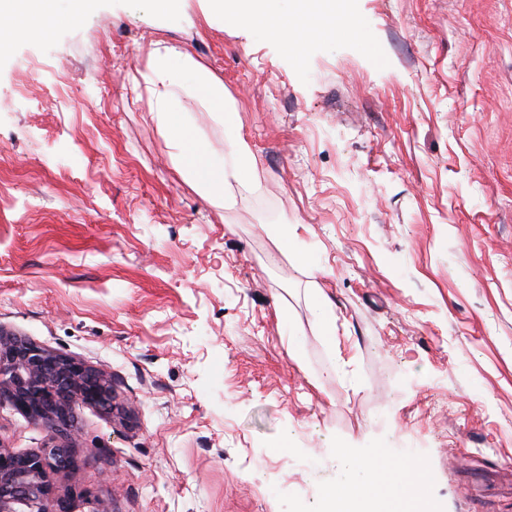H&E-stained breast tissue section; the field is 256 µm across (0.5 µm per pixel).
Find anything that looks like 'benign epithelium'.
I'll return each mask as SVG.
<instances>
[{
  "label": "benign epithelium",
  "mask_w": 512,
  "mask_h": 512,
  "mask_svg": "<svg viewBox=\"0 0 512 512\" xmlns=\"http://www.w3.org/2000/svg\"><path fill=\"white\" fill-rule=\"evenodd\" d=\"M51 432L44 448L19 454L0 444V512H72L51 474L73 465L75 405L117 410L112 378L0 328V404Z\"/></svg>",
  "instance_id": "benign-epithelium-1"
}]
</instances>
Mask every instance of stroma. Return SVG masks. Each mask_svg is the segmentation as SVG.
Masks as SVG:
<instances>
[{
	"label": "stroma",
	"instance_id": "1",
	"mask_svg": "<svg viewBox=\"0 0 512 512\" xmlns=\"http://www.w3.org/2000/svg\"><path fill=\"white\" fill-rule=\"evenodd\" d=\"M344 11L295 52L210 0H93L0 51V328L107 371L124 408L77 406L51 477L72 512H321L340 448L419 461L429 512H512V0ZM160 43L258 159L232 207L171 160ZM49 437L0 407L1 445Z\"/></svg>",
	"mask_w": 512,
	"mask_h": 512
}]
</instances>
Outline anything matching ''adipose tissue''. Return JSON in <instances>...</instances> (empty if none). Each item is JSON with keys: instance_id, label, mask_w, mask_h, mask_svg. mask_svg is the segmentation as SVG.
Returning a JSON list of instances; mask_svg holds the SVG:
<instances>
[{"instance_id": "adipose-tissue-1", "label": "adipose tissue", "mask_w": 512, "mask_h": 512, "mask_svg": "<svg viewBox=\"0 0 512 512\" xmlns=\"http://www.w3.org/2000/svg\"><path fill=\"white\" fill-rule=\"evenodd\" d=\"M213 8L235 20L267 25L270 32L300 46L315 35L336 33L340 0H296L293 14L278 12V0H212ZM57 0H0V49L17 40L46 38L57 23ZM181 89L169 81L159 93L156 116L173 149V158L187 179L213 200L227 204L231 185H248L256 159L238 136L232 113L224 109V88L206 73H198L195 90L219 112L228 131L223 156L203 151L194 142L182 113L169 102ZM344 479L324 491V512H423V465L400 458L383 462L378 452L360 460L344 459Z\"/></svg>"}]
</instances>
